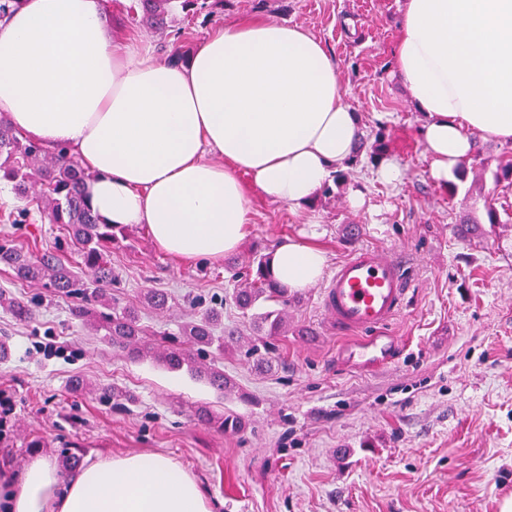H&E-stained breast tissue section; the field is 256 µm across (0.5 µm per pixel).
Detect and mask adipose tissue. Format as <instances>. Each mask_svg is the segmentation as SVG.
<instances>
[{
    "label": "adipose tissue",
    "mask_w": 512,
    "mask_h": 512,
    "mask_svg": "<svg viewBox=\"0 0 512 512\" xmlns=\"http://www.w3.org/2000/svg\"><path fill=\"white\" fill-rule=\"evenodd\" d=\"M103 0H25L0 19V111L65 147L107 224L146 226L171 257L238 250L250 196L310 204L346 168L359 118L324 43L298 25L226 23L187 63L159 62L104 19ZM396 72L425 121L430 174L447 184L475 138L512 142V0H403ZM327 256L281 243L270 270L300 291ZM172 458L126 454L62 473L36 453L0 488V512H216Z\"/></svg>",
    "instance_id": "adipose-tissue-1"
}]
</instances>
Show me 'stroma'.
Returning <instances> with one entry per match:
<instances>
[{"label":"stroma","instance_id":"stroma-1","mask_svg":"<svg viewBox=\"0 0 512 512\" xmlns=\"http://www.w3.org/2000/svg\"><path fill=\"white\" fill-rule=\"evenodd\" d=\"M400 8V0H224L223 10L192 18L175 11L162 32L125 24L162 62L174 53L188 59L209 32L245 16L306 27L333 56L362 139L372 143L384 131L402 177L376 180L364 152L346 185L306 210L252 195L248 236L221 260H173L142 225L125 228L112 246L114 296L129 305L142 289L166 291L169 310L143 311L142 322L172 334L211 306L223 310L226 327L248 334L251 319L231 300L232 275L251 253H270L287 238L314 236L332 267L366 245L405 253L411 290L389 327L408 339L398 361L373 375L337 371L338 337L317 284L289 305V323L305 333L277 339L271 370H256L237 351L213 355L236 385L222 398L186 372L113 352L72 317L69 302L0 264V290L37 304L25 323L0 309L10 349L0 360V399L12 422L0 476L25 462L37 437L59 458L166 455L220 501L219 512H499L512 496V186L495 180L507 146L477 140L478 154L452 190L432 179L418 134L422 114L395 73ZM353 189L366 199L358 211L347 199ZM15 206L9 186L0 187V238L40 253L64 241L38 210L12 223ZM491 208L498 223L489 221ZM465 216L480 226L471 241L455 233ZM348 224L360 225L357 238L346 237ZM79 377L130 399L121 407L73 394ZM201 405L235 410L245 432L201 424L194 417Z\"/></svg>","mask_w":512,"mask_h":512}]
</instances>
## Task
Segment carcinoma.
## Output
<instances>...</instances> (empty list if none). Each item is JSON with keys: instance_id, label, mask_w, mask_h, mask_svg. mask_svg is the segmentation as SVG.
Returning a JSON list of instances; mask_svg holds the SVG:
<instances>
[{"instance_id": "obj_1", "label": "carcinoma", "mask_w": 512, "mask_h": 512, "mask_svg": "<svg viewBox=\"0 0 512 512\" xmlns=\"http://www.w3.org/2000/svg\"><path fill=\"white\" fill-rule=\"evenodd\" d=\"M224 8V0H135L128 14L135 22L162 31L169 16L179 7L183 12L198 8ZM85 172L68 152L59 148L49 151L41 144L23 137L12 123L0 116V181L11 186L18 202V216L28 213L34 203L52 224H60L72 244L78 246L80 261L66 254L36 255L10 243H0V263L12 268L22 280L39 284L59 297L72 301L71 314L96 332L112 349L132 360L154 359L171 371L187 370L203 378L221 396L234 390L224 372L206 364L212 350L237 347L245 355L256 357L257 366L269 369L263 354L273 348V341L288 335V303L291 292L273 280L269 258L253 255L234 272L239 281L232 299L246 314L258 303L265 310L253 314L252 335L243 338L224 326L222 312L205 309L198 319L185 324L180 336L148 329L141 323L140 307L164 312L169 307L166 292L147 288L141 291L139 304L122 305L112 297L116 275L107 254L118 239L120 230L104 224L93 213L82 192ZM0 306L19 321L35 319L36 306L0 293ZM196 420L218 431L240 433L246 430L245 419L231 409L217 412L201 406L194 412Z\"/></svg>"}]
</instances>
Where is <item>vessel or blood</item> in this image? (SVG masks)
<instances>
[{
    "label": "vessel or blood",
    "instance_id": "b4317fda",
    "mask_svg": "<svg viewBox=\"0 0 512 512\" xmlns=\"http://www.w3.org/2000/svg\"><path fill=\"white\" fill-rule=\"evenodd\" d=\"M410 269L404 255L378 247L338 263L320 296L329 326L348 337L336 349L338 364L373 371L397 358L398 341L384 330L405 308Z\"/></svg>",
    "mask_w": 512,
    "mask_h": 512
}]
</instances>
